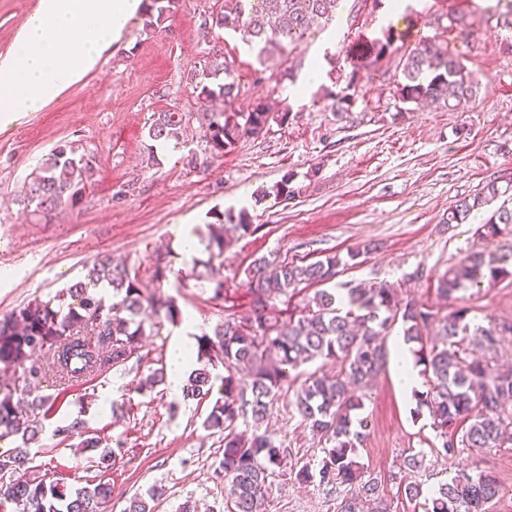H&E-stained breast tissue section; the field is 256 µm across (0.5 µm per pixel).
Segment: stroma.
Returning <instances> with one entry per match:
<instances>
[{
    "mask_svg": "<svg viewBox=\"0 0 512 512\" xmlns=\"http://www.w3.org/2000/svg\"><path fill=\"white\" fill-rule=\"evenodd\" d=\"M35 0H0V54L15 45ZM223 0H179L160 27L145 31L134 19L121 40L98 66L71 85L42 111L0 132V316L19 305L83 279L106 255L136 271L144 288L155 289L151 258L169 253L173 268L186 267L179 233L199 232L216 212L247 211L256 233L233 240L224 251L226 300L217 302L195 280H168L165 292L203 332L225 316L250 309L246 269L255 258L279 257L312 262L329 253L360 249L355 265L341 268L337 283L394 284L402 296L445 314L454 302L442 300L437 280L469 250L512 247V227L484 238L479 227L495 203H488L461 224L445 218L456 202L481 192L488 183L512 182V30L497 22L496 0H412L408 11L394 12L389 0H342L332 20L312 27L288 58L260 69L240 34L199 25ZM467 14L471 37L431 23L434 12ZM393 27L387 54L369 69L355 71L353 49ZM425 41L446 44L477 82L465 108L414 111L399 102L396 87L402 62ZM231 63L239 95L236 110L264 102L289 112L285 125H271L219 159L210 158L198 125H190L184 143L150 152L147 136L154 112H197L200 103L189 82L201 72L213 50ZM318 66V81L301 96L284 68L304 78ZM357 81H350V73ZM348 88L350 106L337 113L333 95ZM70 143L95 157L97 169L82 203L50 216L32 214L23 203L24 180L55 146ZM196 154L197 166L186 163ZM293 177L295 199L270 194L284 174ZM421 279H411L414 270ZM476 322L485 317L512 319V281L470 289L464 299ZM178 327L164 325L161 335L143 340L138 373L113 370L81 389L49 377L32 386L31 395H51L63 403L43 422L31 448L34 463L47 479L79 488L109 482L112 495L101 512H123L127 500L153 484L167 489L154 512H177L185 501L198 512H229L224 475L219 469L223 444L202 427L211 403H184L162 385L134 392L136 375L166 364ZM363 411L368 422L359 450L361 463L384 478L392 512H423L421 500L406 497L404 483L424 490L454 476L457 458L440 450L441 439L428 414L413 416L415 402L400 392L393 368H386L368 390ZM293 393L282 394L268 426L284 435L293 460L308 462L319 439L293 410ZM120 405L101 414L100 402ZM81 419L103 447H120L112 470L100 473L95 452L77 438L58 436L59 426ZM425 450L424 469L405 470L409 450ZM471 467L494 475L498 496L486 512H512V443L473 448ZM340 500L317 485L275 481L266 512H337Z\"/></svg>",
    "mask_w": 512,
    "mask_h": 512,
    "instance_id": "1",
    "label": "stroma"
}]
</instances>
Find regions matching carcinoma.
Wrapping results in <instances>:
<instances>
[{"instance_id":"1","label":"carcinoma","mask_w":512,"mask_h":512,"mask_svg":"<svg viewBox=\"0 0 512 512\" xmlns=\"http://www.w3.org/2000/svg\"><path fill=\"white\" fill-rule=\"evenodd\" d=\"M143 26H161L176 9L178 0H144ZM340 0H224L215 26L242 33L244 43L256 51L263 65L273 56L295 48L311 26L329 22ZM392 28L355 48L360 63L352 70L353 85L360 70L368 68L393 45ZM193 90L205 99L231 103L238 86L231 64L214 54L201 74L191 77ZM403 104L427 103L456 110L476 95V85L459 58L448 47L428 42L410 53L403 64L398 87ZM290 113L272 112L259 103L248 112L225 109L194 114L163 110L154 113L148 138L160 145L178 143L186 125L196 120L210 157L222 158L244 138L266 134L271 123L288 122ZM94 157L69 144H59L30 174L25 200L34 212L48 215L62 206L81 204L84 172L94 168ZM499 194L492 184L487 191L463 199L448 210L446 224H460ZM512 224V208L501 206L481 226L480 235L495 237L500 225ZM256 231L245 211L217 212L208 233L199 237L203 257H191V275L212 286L214 297H224V278L214 261L234 237ZM328 254L315 262L254 261L248 271L250 313L240 320L231 316L216 324L212 333L197 338L195 368L182 387L183 400L202 401L221 381L219 397L203 420V427L219 435L224 452L221 468L224 489L233 512H265L269 479L289 477L298 484L318 481L327 493L344 492L339 512H391L382 478L359 461L366 418L361 416L371 381L387 365L382 336L401 324L403 340L411 346L427 391L414 393L419 416L426 409L432 428L442 439L445 454L453 457L467 448H499L512 436V369L497 367L503 337L512 335V321L487 319L470 324L469 310L461 306L441 317L415 301L402 300L385 282L346 284L344 292L322 289L303 303L291 304L302 284H329L337 268L356 260ZM153 278L163 284L171 264L158 255L152 260ZM512 279V250L496 254L472 250L452 265L438 281V295L458 299V293L483 284L494 286ZM281 303L279 309L276 303ZM179 325L183 314L176 299L163 292L146 293L138 278L107 257L90 281H79L44 301L36 298L0 317V369L23 370L29 385L48 374L81 378L103 374L141 360L146 336L161 334L163 323ZM317 360L336 366L332 373L300 367ZM224 370L219 374L218 370ZM294 407L320 438L318 472L310 463L288 468L292 449L277 433L262 428L281 392L296 380ZM165 382L156 370L136 382L139 394L151 393ZM16 382L0 384V438L17 435L21 443L7 455L0 454V499L20 512H99L112 493L103 480L80 488L46 481L33 469L30 445L42 431L39 415L51 410L50 397H39L26 406L15 398ZM58 433L80 439L83 448L101 442L74 420ZM9 481H4V478ZM498 495L495 478L476 474L463 465L449 481L439 484L425 498L424 512H484ZM166 489L154 484L146 495L128 499L125 512H152L148 501L163 500Z\"/></svg>"}]
</instances>
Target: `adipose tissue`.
<instances>
[{"label":"adipose tissue","mask_w":512,"mask_h":512,"mask_svg":"<svg viewBox=\"0 0 512 512\" xmlns=\"http://www.w3.org/2000/svg\"><path fill=\"white\" fill-rule=\"evenodd\" d=\"M143 10V0H37L14 50L0 55V131L92 71Z\"/></svg>","instance_id":"adipose-tissue-1"}]
</instances>
